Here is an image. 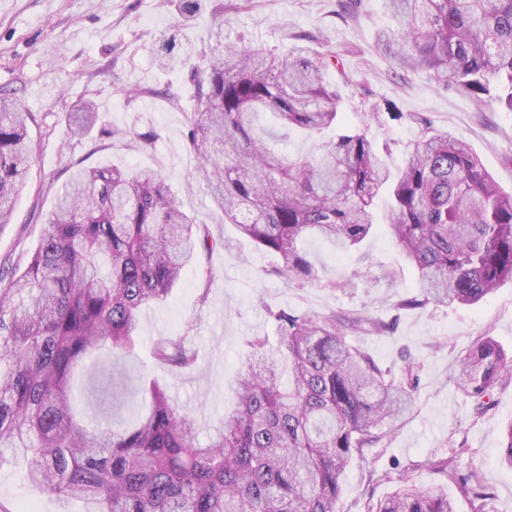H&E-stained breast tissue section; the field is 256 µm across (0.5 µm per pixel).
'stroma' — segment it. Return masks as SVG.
I'll return each mask as SVG.
<instances>
[{"mask_svg":"<svg viewBox=\"0 0 512 512\" xmlns=\"http://www.w3.org/2000/svg\"><path fill=\"white\" fill-rule=\"evenodd\" d=\"M223 3L233 32L247 41L280 53L302 33L314 50L341 57L342 69L326 74L342 97L341 118L351 126L369 125L390 169L404 164L426 120L436 131L466 141L499 186L512 193V112L439 88L426 72H403L378 52L375 34L391 22L384 0H361L357 7L351 0ZM213 23L208 6L183 23L176 0H0V87L17 89L36 116L30 127L33 162L12 221L0 231V260L23 263L35 252L55 195L76 164L160 171L198 222L229 243L211 258V280L189 265L166 301L141 312V344L133 357L102 373L97 356L87 358L74 373L72 397L83 407L93 393L125 401L121 420L131 422L140 403L134 394L137 375L147 371L196 416L203 442L210 426L234 406L232 387L248 359V340L276 334L269 309L321 316L361 312L387 329L355 334V341L396 372L404 355H411L419 364V381L404 418L370 453L385 480L367 485L365 463L352 460L338 512H363L366 501L388 496L410 467L416 483L430 484L425 461L449 457L461 443L468 452L458 465L480 469L495 493L492 512H512V469L501 463L512 385L496 391L495 409L479 418L449 379L460 353L481 337H493L512 351V283L470 306L430 304L396 312V303L419 295L420 286L384 224L349 253L322 238L307 240L304 248L316 272L312 283L289 286L273 275L275 257L224 223L205 186L192 182L197 161L186 142L187 114L194 107L191 69L162 68L153 53L161 34L178 27L193 44L209 41ZM138 86L145 95L128 98L127 89ZM88 99L99 107L98 130L80 141L70 139L65 114ZM388 106L400 112V120H372L373 109ZM103 128L151 130L157 140L152 150L130 151L101 137ZM179 335L197 354L193 370L175 371L152 357L156 340ZM0 504L9 512H57L55 498L30 490L22 465L13 461L0 465Z\"/></svg>","mask_w":512,"mask_h":512,"instance_id":"1","label":"stroma"}]
</instances>
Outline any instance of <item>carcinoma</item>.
Returning <instances> with one entry per match:
<instances>
[{
	"label": "carcinoma",
	"instance_id": "1",
	"mask_svg": "<svg viewBox=\"0 0 512 512\" xmlns=\"http://www.w3.org/2000/svg\"><path fill=\"white\" fill-rule=\"evenodd\" d=\"M393 24L378 30L376 49L409 72L424 70L437 86L453 85L482 104L491 95L512 112V0H387ZM216 3L211 43L175 51L176 32L156 47L163 66L193 65L194 111L187 146L224 223L279 258L274 274L288 285L315 278L302 243L326 239L357 249L384 221L418 273L428 304H475L512 282V194L503 192L468 144L424 123L403 167L381 161L367 127L339 120L340 97L325 73L336 55L318 53L297 35L285 55L228 33ZM99 108L83 102L66 121L73 136L90 133ZM267 113L286 129L260 128ZM16 97L0 88V230L32 163L30 125ZM335 136L308 156L274 143L294 130ZM136 151L153 149L150 131L102 130ZM224 242L196 223L165 178L153 170L80 167L57 196L38 249L22 271L0 268V462L28 461V484L55 497L59 512L78 501L83 512H337L351 459H367L390 435L418 380L406 358L401 376L347 341L344 327L378 333L385 325L362 314L324 316L270 311L280 342L249 341L236 405L208 441L196 419L166 390L144 388V410L132 424L89 427L69 395L78 362L100 349L115 359L138 342L142 309L172 294L185 265ZM157 361L191 370L196 354L185 337L154 346ZM288 382H283V373ZM453 381L482 416L494 391L512 383V356L489 336L458 358ZM455 457L430 462L436 480L419 486L404 476L365 512H456L445 482L487 512L494 498L478 469L459 471Z\"/></svg>",
	"mask_w": 512,
	"mask_h": 512
}]
</instances>
